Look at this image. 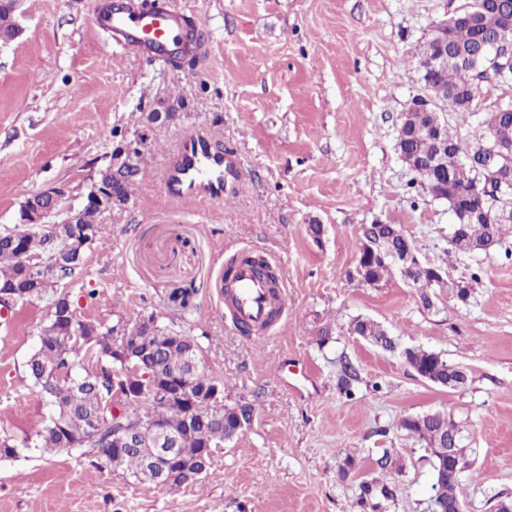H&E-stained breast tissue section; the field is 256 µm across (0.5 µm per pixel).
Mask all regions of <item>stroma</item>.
<instances>
[{"mask_svg": "<svg viewBox=\"0 0 512 512\" xmlns=\"http://www.w3.org/2000/svg\"><path fill=\"white\" fill-rule=\"evenodd\" d=\"M106 2L20 0L22 33L0 47V229L43 191L82 208L110 155L135 151L128 197L98 215L107 240L71 290L77 314L126 327L152 315L192 336L225 404L252 403L254 419L177 488L99 468L88 448L0 460V512H429V454L400 421L435 411L462 430L464 512L512 503V256L451 253L447 202L397 148L402 115L424 94L418 54L468 0H141L183 9L206 33L201 56L167 65L113 49L92 24ZM189 131L241 160L245 176L221 204L182 205L163 189L164 158ZM368 224L398 225L448 281L471 283L478 268L480 283L464 302L436 289L429 309L399 269L362 283ZM239 249L287 286L260 338L239 333L217 286ZM49 307L34 301L0 324V429L19 439L48 415L24 362ZM359 317L387 328L398 351L353 335ZM406 347L440 353L466 383L423 380ZM344 360L359 377L349 397L336 386ZM386 452L401 472L380 471ZM379 482L389 496H364Z\"/></svg>", "mask_w": 512, "mask_h": 512, "instance_id": "35a3bbf8", "label": "stroma"}]
</instances>
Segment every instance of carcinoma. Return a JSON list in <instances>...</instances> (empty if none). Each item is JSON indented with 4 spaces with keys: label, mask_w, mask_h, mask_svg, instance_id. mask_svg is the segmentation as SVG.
Returning a JSON list of instances; mask_svg holds the SVG:
<instances>
[{
    "label": "carcinoma",
    "mask_w": 512,
    "mask_h": 512,
    "mask_svg": "<svg viewBox=\"0 0 512 512\" xmlns=\"http://www.w3.org/2000/svg\"><path fill=\"white\" fill-rule=\"evenodd\" d=\"M12 7L7 0H0V33L10 34L16 30L11 19ZM512 35V0H499L496 9L480 15L476 27L455 25L448 28L446 48L451 54L465 55V63L451 64L436 75L435 84L447 89L438 101L450 107L462 118L471 116V106L476 99L479 82L486 78L487 71L495 69L497 62L486 56L489 41L496 35ZM500 145L512 146V112H487L477 122L472 143L462 145L448 130L445 119L434 113L416 115L415 119L401 123L398 129L397 146L426 165L437 156L448 158V188L441 187L443 179L436 172L421 175L434 196L448 201L453 224L450 225L449 243L455 252L484 254L505 247L506 235L512 232V221L491 220L477 212L480 202L477 189L494 183V171L501 158L488 163L490 148ZM101 206L91 203L80 216L78 224H56L54 233L68 241L71 248L63 257L66 278L58 282H38L39 270L25 264L23 259L46 260L49 257L48 236L31 224L19 222L0 231V291L18 288L22 296L17 304L24 305L48 297L51 300L46 333L39 337L37 347L25 363V374L37 400L49 409L52 418L36 434L19 441L6 431H0V459H13L24 449L44 451H70L74 448H93L101 462L113 468H127L139 479L155 482L156 474L147 470L144 458L137 448H125L116 441L112 433L117 425L112 423V376L114 367L124 361L112 355L113 336L116 327L81 319L70 300L67 288L73 283L84 265L86 249L74 245L82 238V232H91L94 241H106L105 226L95 222ZM414 249L410 241L394 224H383L375 235L372 249L376 252ZM390 272V265L376 262L364 264L367 279L379 283ZM423 289L424 304H430L428 289L453 287L425 274L416 279ZM352 332L369 343L387 351L396 348L394 339L386 329L371 319H356L351 323ZM173 330L158 327L149 342L156 348L148 359L138 357L136 349H130V364L138 374L160 373L169 376L184 367L186 358L200 360L201 348L191 339L184 346L172 345ZM402 356L409 367L430 383L445 386L448 377H456L457 366L448 362L441 354L423 348H406ZM94 362L95 372L85 370V363ZM358 374L350 363L343 364L337 380L338 388L351 393ZM215 386L224 387V381L197 368L195 388L203 391ZM132 410L143 412L144 417L177 432L184 433L181 447L192 452L206 444L215 447L224 441V410L211 403L198 402L196 418L203 424L195 432H186V413L181 403L168 405L156 397L143 396L133 401ZM401 427L408 434L429 446L435 440H444L460 435L452 418L445 412H432L420 416L402 418ZM436 494L439 499L460 500L459 474L448 468V462L433 456Z\"/></svg>",
    "instance_id": "obj_1"
}]
</instances>
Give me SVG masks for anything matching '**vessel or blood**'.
Instances as JSON below:
<instances>
[{
    "label": "vessel or blood",
    "instance_id": "b4317fda",
    "mask_svg": "<svg viewBox=\"0 0 512 512\" xmlns=\"http://www.w3.org/2000/svg\"><path fill=\"white\" fill-rule=\"evenodd\" d=\"M93 25L108 34L113 46L157 63L193 58L203 50L184 13L162 6L146 8L137 0H117L110 11L94 15ZM241 171L235 153L213 151L207 135L192 131L181 137L168 157L163 183L175 201L216 204L234 188ZM225 288L232 322L250 324L255 335L267 334L271 311L285 300L284 284L258 274L242 258L234 264Z\"/></svg>",
    "mask_w": 512,
    "mask_h": 512
}]
</instances>
